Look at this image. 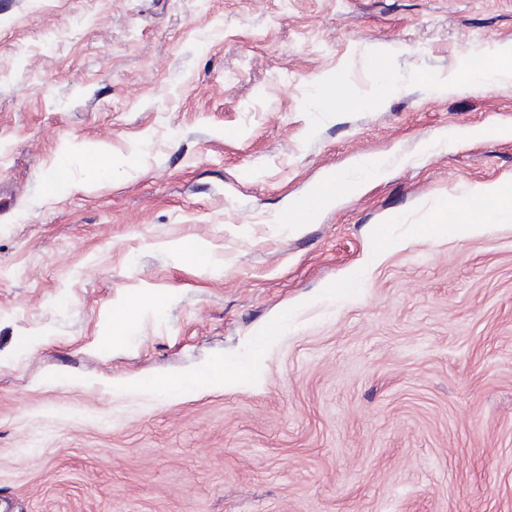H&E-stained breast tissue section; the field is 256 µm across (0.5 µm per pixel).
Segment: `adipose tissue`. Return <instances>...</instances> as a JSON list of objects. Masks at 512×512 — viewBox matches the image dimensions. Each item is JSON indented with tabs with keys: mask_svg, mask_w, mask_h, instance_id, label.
Returning a JSON list of instances; mask_svg holds the SVG:
<instances>
[{
	"mask_svg": "<svg viewBox=\"0 0 512 512\" xmlns=\"http://www.w3.org/2000/svg\"><path fill=\"white\" fill-rule=\"evenodd\" d=\"M389 169L387 159H361L354 173L342 172L331 175L319 190L322 204H336L341 198L357 193L364 178L384 177ZM506 211H512V189L492 185L481 189L480 193L473 196L467 214L458 217L455 225L426 224L423 225L422 230L437 238L450 231L461 237L478 236L485 233L489 226L497 223L499 216ZM256 366L257 362L253 359L216 360L190 372L169 378L148 383L132 382L129 383L128 388L132 391H146L152 394L183 395L207 388H220L227 382L245 385L256 381Z\"/></svg>",
	"mask_w": 512,
	"mask_h": 512,
	"instance_id": "adipose-tissue-1",
	"label": "adipose tissue"
}]
</instances>
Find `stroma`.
Returning <instances> with one entry per match:
<instances>
[{
  "label": "stroma",
  "instance_id": "1",
  "mask_svg": "<svg viewBox=\"0 0 512 512\" xmlns=\"http://www.w3.org/2000/svg\"><path fill=\"white\" fill-rule=\"evenodd\" d=\"M503 47L512 0H0L11 512H512V216L413 230L512 182V82L443 83ZM381 156L384 179L281 224ZM282 314L252 384L122 388L245 357ZM142 302L141 299L128 301L122 307L113 311L111 328L106 336L102 337L100 343L103 349H112L114 343L127 336L139 318Z\"/></svg>",
  "mask_w": 512,
  "mask_h": 512
}]
</instances>
